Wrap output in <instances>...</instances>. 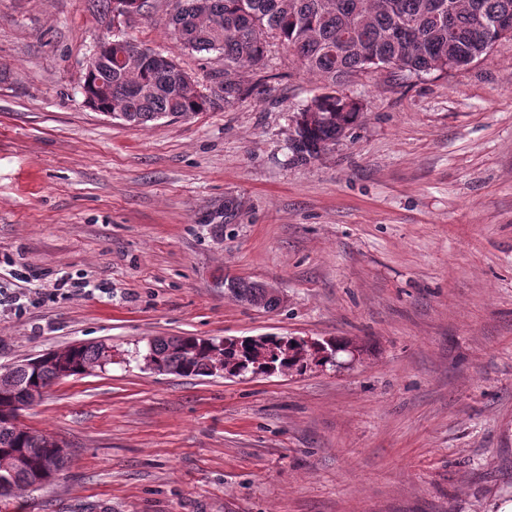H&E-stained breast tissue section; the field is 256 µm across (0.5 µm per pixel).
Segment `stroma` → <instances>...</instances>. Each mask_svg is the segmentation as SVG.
Wrapping results in <instances>:
<instances>
[{
    "mask_svg": "<svg viewBox=\"0 0 512 512\" xmlns=\"http://www.w3.org/2000/svg\"><path fill=\"white\" fill-rule=\"evenodd\" d=\"M169 0L113 27L92 0H0V286L91 289L0 317V371L77 343L104 369L19 421L61 474L6 512H499L512 502V39L467 69L350 78L363 111L317 160L291 117L322 81L279 44L248 97L132 126L82 92L119 30L201 87ZM228 278L273 286L275 310ZM340 340L336 364L228 377L142 369L159 336ZM228 282V283H227ZM236 286L232 280L224 281V288H227L229 292L232 288V295L239 301L245 302L251 306L263 308L266 310H274L278 308L282 303V298L279 293L269 292L267 288L274 291L271 287L263 286V288H257L256 283L246 282L239 280L236 281Z\"/></svg>",
    "mask_w": 512,
    "mask_h": 512,
    "instance_id": "stroma-1",
    "label": "stroma"
}]
</instances>
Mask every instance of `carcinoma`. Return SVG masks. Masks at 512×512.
<instances>
[{
  "label": "carcinoma",
  "mask_w": 512,
  "mask_h": 512,
  "mask_svg": "<svg viewBox=\"0 0 512 512\" xmlns=\"http://www.w3.org/2000/svg\"><path fill=\"white\" fill-rule=\"evenodd\" d=\"M168 19L171 34L184 49L217 52L224 60V80L202 90L195 78L174 60L157 66L148 57L121 59L112 48V64L86 71L84 94L112 117L131 125L160 119L188 120L200 112L229 104L245 89L233 79L244 68L263 64L269 39L294 51L302 64L326 82L293 116L291 150L307 162L331 149L356 122L359 103L338 90L352 73L369 68L396 69L419 76L431 71H458L486 54L501 38L512 39V0H172ZM122 23L125 13H145L147 0H97ZM232 295L251 306L274 310L282 303L277 292L246 281L236 282ZM214 340L186 337V349L170 351L163 337L154 339V352L169 371L179 376H208L209 363L218 361L205 343ZM104 344H74L68 364L72 375L101 366ZM291 353L278 349L275 369H302L314 359L299 344ZM254 348L247 343L221 352L224 368L245 373L253 368ZM24 388L40 379L52 384L53 372L37 373L17 365L0 374ZM14 452L29 456L26 468L0 469V509L19 490L51 482L64 466L53 437L22 426L12 409L0 405V457Z\"/></svg>",
  "instance_id": "carcinoma-1"
}]
</instances>
